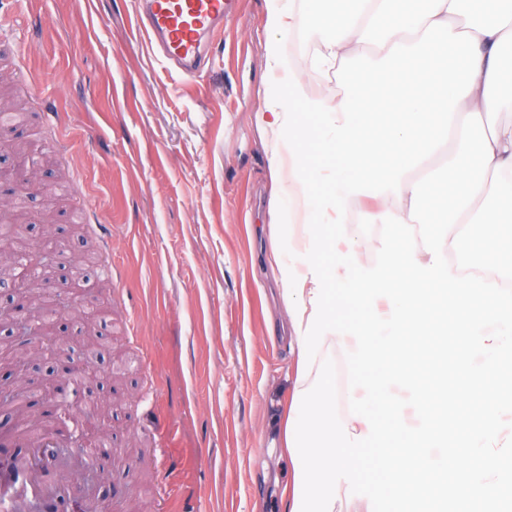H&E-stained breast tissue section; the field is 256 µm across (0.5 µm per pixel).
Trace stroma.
<instances>
[{
  "label": "stroma",
  "mask_w": 512,
  "mask_h": 512,
  "mask_svg": "<svg viewBox=\"0 0 512 512\" xmlns=\"http://www.w3.org/2000/svg\"><path fill=\"white\" fill-rule=\"evenodd\" d=\"M140 0H0V46L34 113L21 128L45 175L25 204L32 236L56 175H69L58 232L100 264L75 298L108 313L102 335L130 353L133 400L106 424L118 456L68 512L130 499L148 512H286L292 464L284 420L295 342L272 251L270 136L257 126L262 84L296 72L318 98L333 74L313 65L332 37L319 0H298L294 68L266 64L264 0H236L207 33L204 64L170 72L140 37ZM170 428L149 459L130 435Z\"/></svg>",
  "instance_id": "stroma-1"
}]
</instances>
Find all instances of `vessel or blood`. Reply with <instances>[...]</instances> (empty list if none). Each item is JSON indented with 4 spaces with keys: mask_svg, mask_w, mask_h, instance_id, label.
Here are the masks:
<instances>
[{
    "mask_svg": "<svg viewBox=\"0 0 512 512\" xmlns=\"http://www.w3.org/2000/svg\"><path fill=\"white\" fill-rule=\"evenodd\" d=\"M233 0H143L149 25L142 31L146 47L161 45L167 58L182 71L198 68L203 53L202 37L224 21ZM69 485H45L28 459L0 467V512H31L45 497L61 498Z\"/></svg>",
    "mask_w": 512,
    "mask_h": 512,
    "instance_id": "b4317fda",
    "label": "vessel or blood"
}]
</instances>
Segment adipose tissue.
<instances>
[{"label":"adipose tissue","mask_w":512,"mask_h":512,"mask_svg":"<svg viewBox=\"0 0 512 512\" xmlns=\"http://www.w3.org/2000/svg\"><path fill=\"white\" fill-rule=\"evenodd\" d=\"M316 25H330L336 34L323 42L317 66L336 70L341 58L349 56L351 44L373 48L375 57L385 56L394 43L410 46L419 42L434 21L468 18V31L476 37L481 52L479 73L470 93L454 110L449 139L429 159L401 179L400 193L385 192L389 210L408 217L412 187L430 171L454 159L461 139V124L467 114L480 113L493 151L483 188L447 233L444 252L459 240H470L484 258L485 282L512 289V124L491 123V116L512 112V0H327ZM268 24L275 36L266 51L275 68L291 67L283 53L284 39L301 35L295 23L296 0H265Z\"/></svg>","instance_id":"adipose-tissue-1"}]
</instances>
